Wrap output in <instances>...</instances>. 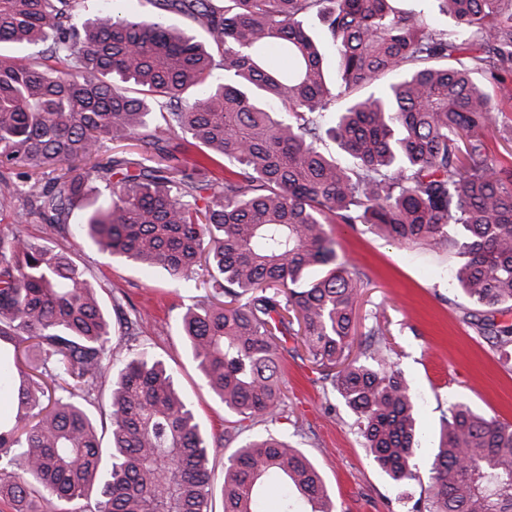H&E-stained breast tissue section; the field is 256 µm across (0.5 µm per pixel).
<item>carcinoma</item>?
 I'll return each mask as SVG.
<instances>
[{"instance_id": "carcinoma-1", "label": "carcinoma", "mask_w": 512, "mask_h": 512, "mask_svg": "<svg viewBox=\"0 0 512 512\" xmlns=\"http://www.w3.org/2000/svg\"><path fill=\"white\" fill-rule=\"evenodd\" d=\"M0 0V208L49 217L45 238L0 233V502L12 512H214V436L148 348L112 363V318L87 269L52 239L88 240L209 288L178 327L204 386L232 417L276 420L291 336L357 415L377 467L415 478L413 396L380 326L355 341L357 276L327 224H362L460 258L448 285L512 347V162L489 156L500 113L478 79L512 82V0H438L459 32L398 0ZM172 13L202 28H176ZM327 24L336 57L304 23ZM224 71V78L215 71ZM349 156L320 149L324 138ZM137 139L132 163L106 154ZM56 175L42 181L45 170ZM99 180L110 202L90 199ZM85 202L81 224L69 223ZM454 225L448 233V225ZM112 377L108 446L96 404ZM416 512H512V425L453 405ZM223 512H333L314 464L255 436L224 461Z\"/></svg>"}]
</instances>
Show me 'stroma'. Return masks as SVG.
<instances>
[{"instance_id": "1", "label": "stroma", "mask_w": 512, "mask_h": 512, "mask_svg": "<svg viewBox=\"0 0 512 512\" xmlns=\"http://www.w3.org/2000/svg\"><path fill=\"white\" fill-rule=\"evenodd\" d=\"M483 89L498 101L503 131L489 143L494 159H512V92L487 83ZM327 233L337 259L361 278L355 312L357 333L380 324L394 349L392 360L407 380L423 434L413 480L391 485L375 467L359 436L357 417L328 381L285 337L280 376L285 391L283 419L249 423L241 438L226 440L224 410L204 387L186 354L177 327L179 315L200 298L198 289H173L166 272L128 265L97 245L61 240L75 262L88 267L104 287L102 301L113 320L137 311L131 344H145L174 370L177 388L188 395L203 429L224 438L215 449V476L242 438L266 432L296 442L321 473L336 512H415L432 477L434 445L444 412L454 404L512 424V362H505L491 336L467 317L469 300L448 287L454 255L444 250L411 249L367 232L363 225L331 224Z\"/></svg>"}]
</instances>
